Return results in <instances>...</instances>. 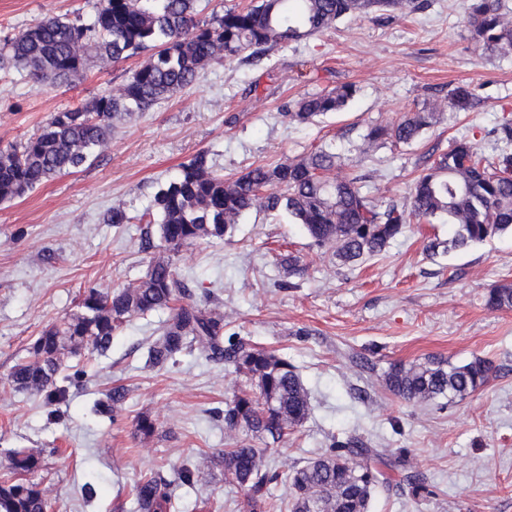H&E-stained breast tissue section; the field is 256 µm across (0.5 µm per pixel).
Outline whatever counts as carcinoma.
<instances>
[{
  "instance_id": "1",
  "label": "carcinoma",
  "mask_w": 512,
  "mask_h": 512,
  "mask_svg": "<svg viewBox=\"0 0 512 512\" xmlns=\"http://www.w3.org/2000/svg\"><path fill=\"white\" fill-rule=\"evenodd\" d=\"M196 3L100 0L87 21L51 17L5 40L0 61L22 66L40 84L82 80L92 47L103 62L139 54L144 60L118 91L56 112L26 141L0 148V202L21 198L48 178L73 172L104 153L117 123L192 86L214 63L284 48L331 29L344 16L365 19L381 12L396 17L428 7V0H260L206 22L196 18ZM464 14L471 38L483 50L512 53V11L504 9L501 0H467ZM355 93L352 84L325 88L300 98L286 114L295 122L310 123L344 110ZM474 100L470 87L457 86L397 121L370 126L361 152L413 143L437 122L442 108L467 111ZM496 135L502 147L491 163H484L468 140L427 158L402 204L379 201L364 191L360 178L338 175L346 158L329 147L292 160L252 165L231 177L212 170L205 155H196L155 194L162 253L149 260L145 273L133 283L80 294L76 309L41 330L28 356L13 366L12 383L43 393L50 402L59 401L65 388L58 378L69 358L85 351L104 355L132 318L171 308L172 315L149 347V362L163 365L183 352L197 351L245 378L223 411L224 430H241L265 444L257 448L236 442L224 449V482L245 490V512H367L381 477L371 466L378 450L355 435L333 439L323 452L286 473L289 495L275 498L269 493L279 474L268 466L266 445L306 422L311 411L307 389L288 359L241 336L224 337L220 313L193 303L172 308L188 296L173 256L185 246L223 238L251 210L287 213L338 264L352 267L384 251L414 220L453 226L450 239L427 244L433 254L512 231V117H502ZM487 306L512 307V284L490 288ZM495 373L493 364L481 358L448 367L434 358L410 366L392 363L382 380L394 396L417 404L463 399L485 387ZM125 398V389L116 387L109 394L112 404L99 402L95 410L115 416ZM10 463L12 477L0 481V512H48L51 504L38 479L40 457L14 450ZM134 497L137 512L175 508L171 483L160 476H142Z\"/></svg>"
}]
</instances>
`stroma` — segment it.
<instances>
[{
	"mask_svg": "<svg viewBox=\"0 0 512 512\" xmlns=\"http://www.w3.org/2000/svg\"><path fill=\"white\" fill-rule=\"evenodd\" d=\"M98 0H0V39L40 20L91 16ZM464 0H429L395 18H344L270 57L208 67L195 85L135 113L100 157L53 176L23 197L0 202V479L7 452L40 453L51 512H136L133 487L146 474L168 481L199 465L194 487L175 490L176 512H244V494L225 484L224 403L240 379L231 367L184 353L165 367L146 364L147 347L169 311L136 317L104 356L69 359L65 400L21 391L10 380L40 331L74 310L80 291L136 281L153 248L142 224H111L112 207L129 215L150 207L183 163L206 154L218 173L296 158L329 145L346 171L365 175L379 200H401L428 152L455 140L495 159L494 129L512 113V54L489 56L462 23ZM140 63L87 62L73 86L38 85L21 67L0 69V148L23 142L50 116L123 84ZM350 83L347 109L308 124L285 116L288 103ZM474 89L467 112L446 109L420 139L359 153L367 126L416 109L432 92ZM444 224H410L378 256L347 268L318 248L286 213L250 212L231 237L183 247L174 257L191 302L224 315L238 334L296 366L312 404L309 419L268 452L281 473L303 464L331 437L358 436L379 449L386 482L368 512H512V308L488 309L487 291L512 283V233L435 255ZM297 255L289 275L281 255ZM490 360L496 376L453 401L407 404L382 384L395 362L436 358L453 366ZM122 386L116 420L94 414L96 401ZM155 419L143 436L138 415ZM401 452L402 466L389 464ZM97 474L93 495L83 486ZM424 485L414 492L411 481Z\"/></svg>",
	"mask_w": 512,
	"mask_h": 512,
	"instance_id": "stroma-1",
	"label": "stroma"
}]
</instances>
